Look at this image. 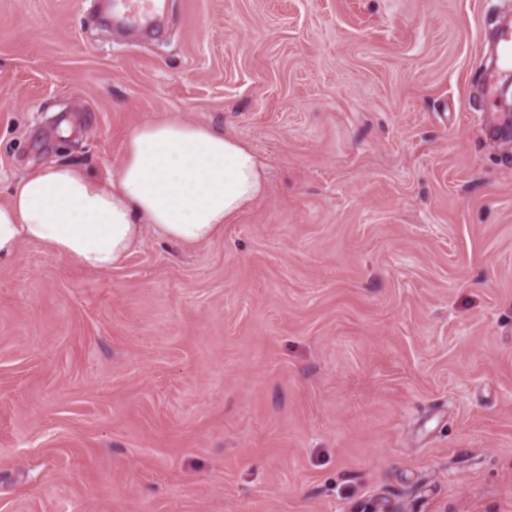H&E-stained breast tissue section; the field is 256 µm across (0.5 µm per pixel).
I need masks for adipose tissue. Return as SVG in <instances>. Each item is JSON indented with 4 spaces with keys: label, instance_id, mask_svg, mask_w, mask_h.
<instances>
[{
    "label": "adipose tissue",
    "instance_id": "adipose-tissue-1",
    "mask_svg": "<svg viewBox=\"0 0 512 512\" xmlns=\"http://www.w3.org/2000/svg\"><path fill=\"white\" fill-rule=\"evenodd\" d=\"M267 192L256 153L235 136L171 116L128 135L112 181L69 162L32 169L0 204V262L25 242L82 268L117 267L146 236L190 248Z\"/></svg>",
    "mask_w": 512,
    "mask_h": 512
}]
</instances>
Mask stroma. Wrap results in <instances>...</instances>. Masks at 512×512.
<instances>
[{
    "label": "stroma",
    "instance_id": "obj_1",
    "mask_svg": "<svg viewBox=\"0 0 512 512\" xmlns=\"http://www.w3.org/2000/svg\"><path fill=\"white\" fill-rule=\"evenodd\" d=\"M0 0V204L111 179L138 124L234 135L267 194L209 243L0 263V512H512V0ZM113 5L112 18L119 25L131 28L159 29L165 18V0H120ZM496 54L502 64L489 75L488 98L493 95L494 87L500 73H512V25L509 24L499 29L496 37Z\"/></svg>",
    "mask_w": 512,
    "mask_h": 512
}]
</instances>
